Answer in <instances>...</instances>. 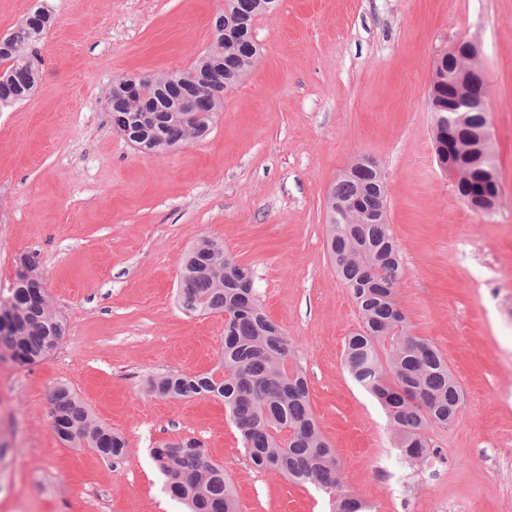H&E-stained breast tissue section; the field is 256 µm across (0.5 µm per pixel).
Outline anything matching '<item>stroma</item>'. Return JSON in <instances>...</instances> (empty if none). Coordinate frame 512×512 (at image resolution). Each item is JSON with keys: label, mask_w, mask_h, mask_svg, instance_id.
<instances>
[{"label": "stroma", "mask_w": 512, "mask_h": 512, "mask_svg": "<svg viewBox=\"0 0 512 512\" xmlns=\"http://www.w3.org/2000/svg\"><path fill=\"white\" fill-rule=\"evenodd\" d=\"M38 7L54 17L40 83L0 112V298L36 255L68 329L0 382V512H184L150 454L181 437L223 465L239 512H331L332 494L252 466L222 398L148 390L153 374L216 367L223 315L188 312L177 293L204 238L255 269L336 451L339 493L372 512H512V0H279L255 21L261 56L209 134L163 155L116 131L105 96L118 78L194 64L224 0H0V36ZM460 38L479 43L489 85L501 186L490 215L435 155L434 63ZM358 157L384 178L406 319L463 395L413 467L343 362L360 318L327 257V198ZM60 384L123 434L125 459L58 440Z\"/></svg>", "instance_id": "1"}]
</instances>
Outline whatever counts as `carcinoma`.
I'll return each mask as SVG.
<instances>
[{"mask_svg": "<svg viewBox=\"0 0 512 512\" xmlns=\"http://www.w3.org/2000/svg\"><path fill=\"white\" fill-rule=\"evenodd\" d=\"M277 0H227L214 27L224 36L185 71L161 72L145 82L132 99L118 86L106 103L112 123L139 149L164 154L205 137L224 106V89L249 72L261 48L252 28ZM53 21L37 8L3 37L0 45V111L25 101L41 76L39 44ZM451 90L429 99L434 112V140L448 139V124L461 140L471 141L487 123L486 112H450ZM467 176L457 183L459 195L474 210L489 214L490 201L468 199L467 184L498 176L492 149L463 161ZM384 179L375 163L364 162L340 175L328 196L327 252L336 274L349 288L361 318V329L346 342L344 360L354 381L383 406L394 432L399 459L410 465L430 455L426 432L446 426L460 409V393L448 364L431 342L416 336L400 307L397 288L403 278L388 223ZM179 297L189 311L224 315V347L215 370L186 375L173 372L150 379L159 397L213 394L240 432L245 451L257 469L278 472L294 481L325 490L340 485L336 452L321 433L310 406L302 370L280 328L266 315L254 288V275L226 251L204 239L187 254ZM0 354L32 366L50 356L66 333L64 318L51 308L33 255L23 259L10 296L0 299ZM51 424L66 444L85 445L106 461L127 456L125 439L97 423L65 385L51 399ZM152 455L166 478L171 496L190 512H238L224 467L214 463L195 438L163 441ZM351 495L337 496L333 512H367Z\"/></svg>", "mask_w": 512, "mask_h": 512, "instance_id": "carcinoma-1", "label": "carcinoma"}]
</instances>
